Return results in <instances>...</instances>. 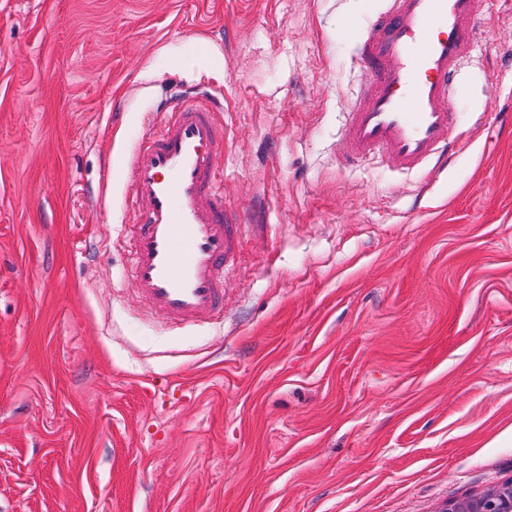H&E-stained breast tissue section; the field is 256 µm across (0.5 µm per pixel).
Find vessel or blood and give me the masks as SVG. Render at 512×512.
Instances as JSON below:
<instances>
[{"label":"vessel or blood","instance_id":"vessel-or-blood-1","mask_svg":"<svg viewBox=\"0 0 512 512\" xmlns=\"http://www.w3.org/2000/svg\"><path fill=\"white\" fill-rule=\"evenodd\" d=\"M488 0H385L356 38L365 82L346 114L343 162H383L417 174L446 169L466 144L455 130L451 82L476 49ZM222 97L174 88L164 120L135 148L128 167L130 283L149 311L171 324L224 312V271L241 246L224 205L219 161Z\"/></svg>","mask_w":512,"mask_h":512}]
</instances>
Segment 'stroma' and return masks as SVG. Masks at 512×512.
I'll use <instances>...</instances> for the list:
<instances>
[{"label":"stroma","instance_id":"35a3bbf8","mask_svg":"<svg viewBox=\"0 0 512 512\" xmlns=\"http://www.w3.org/2000/svg\"><path fill=\"white\" fill-rule=\"evenodd\" d=\"M383 0H0V512H434L512 478V0L458 72L469 145L342 168ZM224 96V318L129 284L133 151Z\"/></svg>","mask_w":512,"mask_h":512}]
</instances>
